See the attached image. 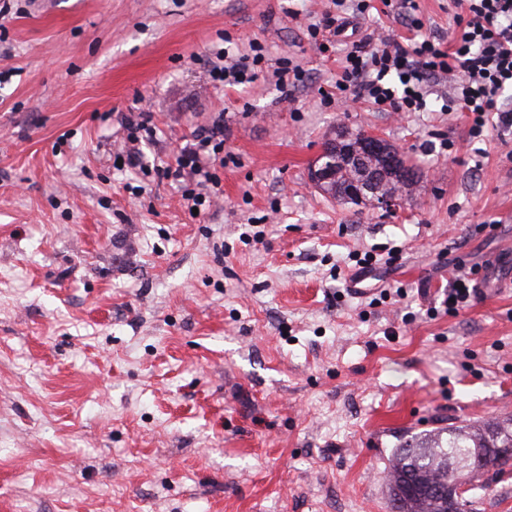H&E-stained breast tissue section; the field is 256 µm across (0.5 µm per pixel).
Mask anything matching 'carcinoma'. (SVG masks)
<instances>
[{"label":"carcinoma","instance_id":"cac0c4a2","mask_svg":"<svg viewBox=\"0 0 512 512\" xmlns=\"http://www.w3.org/2000/svg\"><path fill=\"white\" fill-rule=\"evenodd\" d=\"M512 462V418L425 434L392 450V512H448V487Z\"/></svg>","mask_w":512,"mask_h":512}]
</instances>
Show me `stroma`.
Masks as SVG:
<instances>
[{"mask_svg": "<svg viewBox=\"0 0 512 512\" xmlns=\"http://www.w3.org/2000/svg\"><path fill=\"white\" fill-rule=\"evenodd\" d=\"M452 39V0H415ZM0 13V512H391V451L512 417V291L441 305L456 264L512 252V133L344 103L370 13L320 52L329 0H8ZM265 47L250 84L210 59ZM290 57L303 86L281 93ZM153 129L136 142L138 113ZM224 122L221 193L161 178ZM422 179L396 213L309 178L337 130ZM138 151L143 169L123 156ZM399 247L354 278L353 251ZM472 512H512V467ZM361 132L356 133L360 135ZM356 135L348 132H339L336 137L329 138L326 141V147L332 148L333 145L339 142L355 141L357 138V144L351 147L350 154L352 159L360 165L366 163L365 157L369 153H378L383 157H386V163L388 169L392 172L393 176H398L401 179H411L413 182L402 183L403 188H409L413 186L420 179L418 171L410 165L401 153L383 136L379 134H364L363 137H356Z\"/></svg>", "mask_w": 512, "mask_h": 512, "instance_id": "obj_1", "label": "stroma"}]
</instances>
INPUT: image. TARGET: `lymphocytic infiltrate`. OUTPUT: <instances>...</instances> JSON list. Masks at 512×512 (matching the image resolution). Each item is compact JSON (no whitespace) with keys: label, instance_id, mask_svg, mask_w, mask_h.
<instances>
[{"label":"lymphocytic infiltrate","instance_id":"f902f5d3","mask_svg":"<svg viewBox=\"0 0 512 512\" xmlns=\"http://www.w3.org/2000/svg\"><path fill=\"white\" fill-rule=\"evenodd\" d=\"M413 0H382L393 18L401 20L415 36L407 43L381 38L375 43L353 44L336 87L353 98L367 99L386 112L426 111L431 96H438L441 111L471 116L469 134L483 137L488 125L512 131V107L502 94L512 89V0H454L460 35L453 42L423 35V22L412 14ZM334 12L324 13L310 25V39L320 31L336 35L350 18L369 14L372 0H332ZM252 53L225 56L223 66L213 67L215 81L227 86L253 82L265 59L255 43ZM447 91H437L440 79Z\"/></svg>","mask_w":512,"mask_h":512}]
</instances>
